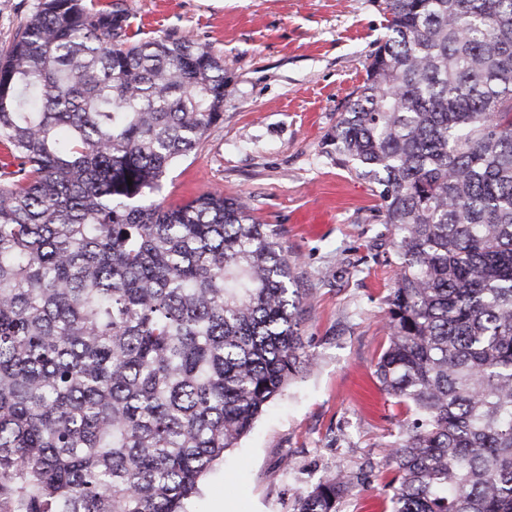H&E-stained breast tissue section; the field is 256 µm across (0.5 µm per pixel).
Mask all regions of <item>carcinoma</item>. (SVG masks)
<instances>
[{
	"mask_svg": "<svg viewBox=\"0 0 512 512\" xmlns=\"http://www.w3.org/2000/svg\"><path fill=\"white\" fill-rule=\"evenodd\" d=\"M382 5L326 145L377 186L396 256L385 508L512 512V0ZM133 37L121 8L42 0L0 54V512H186L313 365L271 225L149 200L222 118L223 60ZM352 485L292 512H341Z\"/></svg>",
	"mask_w": 512,
	"mask_h": 512,
	"instance_id": "obj_1",
	"label": "carcinoma"
}]
</instances>
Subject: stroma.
<instances>
[{
  "mask_svg": "<svg viewBox=\"0 0 512 512\" xmlns=\"http://www.w3.org/2000/svg\"><path fill=\"white\" fill-rule=\"evenodd\" d=\"M143 39L189 36L224 61L223 117L178 159L156 200L241 196L273 225L305 290L314 367L286 387L199 481L189 512H290L332 473L342 512H382L388 446L405 409L374 377L394 286L375 186L325 139L387 34L381 0H114Z\"/></svg>",
  "mask_w": 512,
  "mask_h": 512,
  "instance_id": "35a3bbf8",
  "label": "stroma"
}]
</instances>
